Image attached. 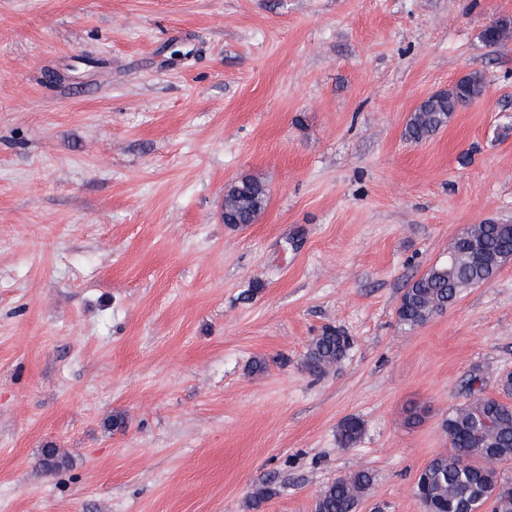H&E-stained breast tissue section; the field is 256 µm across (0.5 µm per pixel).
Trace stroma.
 <instances>
[{
    "instance_id": "1",
    "label": "stroma",
    "mask_w": 512,
    "mask_h": 512,
    "mask_svg": "<svg viewBox=\"0 0 512 512\" xmlns=\"http://www.w3.org/2000/svg\"><path fill=\"white\" fill-rule=\"evenodd\" d=\"M499 19L512 0H0V512H251L265 484L259 512H313L360 467L359 512H422L449 409L512 371V262L396 315L466 227L512 223ZM473 71L484 94L407 141ZM245 174L268 204L231 227ZM327 327L353 345L316 377ZM485 89L484 74L473 71L448 87L424 99L412 113L405 127V136L423 142L444 128L454 112L479 97ZM268 201V189L260 178L244 175L224 186V224L255 223ZM364 431V423L357 417L344 418L336 430L338 442L345 448L357 443Z\"/></svg>"
}]
</instances>
